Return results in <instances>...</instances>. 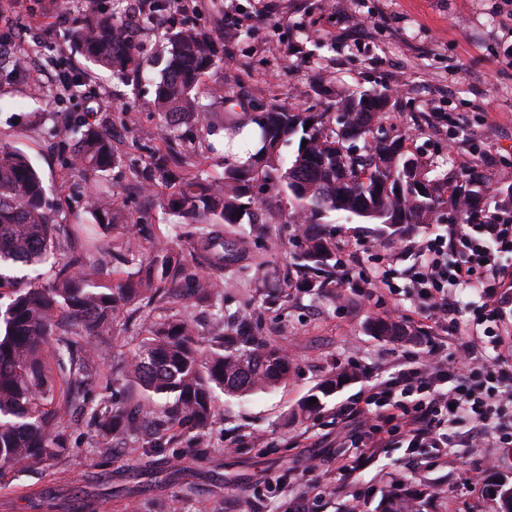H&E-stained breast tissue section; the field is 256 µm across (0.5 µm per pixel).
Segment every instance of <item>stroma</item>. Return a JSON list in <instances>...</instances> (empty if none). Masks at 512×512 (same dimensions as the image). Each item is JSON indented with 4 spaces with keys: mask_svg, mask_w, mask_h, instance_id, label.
I'll return each instance as SVG.
<instances>
[{
    "mask_svg": "<svg viewBox=\"0 0 512 512\" xmlns=\"http://www.w3.org/2000/svg\"><path fill=\"white\" fill-rule=\"evenodd\" d=\"M113 0H13L0 36L31 26L45 10L56 19L42 30L50 54H66L86 77L85 93L58 94L59 70L49 57L38 78L0 70V142L25 153L42 176L58 223L89 222L91 183L74 173L73 143L57 129L70 120L102 126L119 158L107 182L124 210L142 223L165 225L157 201L136 187L130 169L147 157L141 131H158L153 81L164 66L156 26L141 29L139 81H125L72 53L68 37L90 8ZM174 25L205 32L219 47L203 79L200 103L214 122L197 159L212 177L224 172L220 115L212 90H231L244 106H320L336 90H394L391 114L412 127L429 177L480 161L492 194L512 188V68L500 65L512 33L504 22L512 0H182ZM291 225L246 226L244 268L224 272V321L246 320L285 349V382L240 395L217 394L204 438L187 433L160 448L122 444L112 456L93 413L109 395L92 387L87 403L64 411L68 453L49 473L6 472L0 512H382L393 483L427 496L425 512H496L491 484H512V447L457 443L432 448L350 447L336 411L367 394L376 377L421 352L420 336L391 341L370 333L374 318L404 321L405 296L377 306L339 288L320 295L287 288ZM143 331L137 315L120 313L109 335L96 337L92 360L101 377L128 358ZM359 379L339 387L323 407L295 417L299 403L324 378L347 369Z\"/></svg>",
    "mask_w": 512,
    "mask_h": 512,
    "instance_id": "obj_1",
    "label": "stroma"
}]
</instances>
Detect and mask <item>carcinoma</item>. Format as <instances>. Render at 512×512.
Here are the masks:
<instances>
[{
	"label": "carcinoma",
	"instance_id": "obj_1",
	"mask_svg": "<svg viewBox=\"0 0 512 512\" xmlns=\"http://www.w3.org/2000/svg\"><path fill=\"white\" fill-rule=\"evenodd\" d=\"M161 38L167 58L154 83V109L163 122L162 137L170 140L175 137L172 117L205 119L196 90L215 66L216 49L193 28H171ZM73 47L88 62L128 80L141 73L136 44L105 11L75 31ZM219 98L224 125L232 132L248 122L258 129L260 147L247 163L225 164L223 178L215 181L203 170L181 173L182 161L158 149L134 171L140 188L168 187L160 206L176 223L193 226L211 269L206 278L188 279L179 245L155 234L151 224L135 225L138 232L155 236L149 256L131 240L122 252L110 249L105 234H123L130 225L111 192L100 186L87 202L93 223H54L45 211L46 190L35 167L0 144V280L4 269L41 265L58 251L64 255L52 266L48 284L0 292V470H47L63 458L67 448L61 406L84 398L98 382L89 369L88 340L109 335L116 317L132 303L142 309L146 336L101 386L108 390L126 379L143 397L110 400L94 413L100 428L116 441L144 433L149 447L159 448L187 431L200 438L214 416L215 390L241 394L288 377L290 361L281 348L255 334L248 322L224 324V269L241 261L243 217L256 218L259 207H270L286 195L291 204L288 223L304 216L292 236L288 281L317 294L336 288V242L314 231L329 211L374 224L382 234L424 224L443 204L450 205L460 224L491 216L476 171L430 180L410 149L407 131L392 124L388 133L377 136L389 110L384 92L339 93L320 112L277 105L247 112L233 93ZM64 133L74 139L75 168L103 180L117 162L107 131L79 123ZM295 137L307 144L297 145L287 160L282 147ZM360 139L361 148L356 145ZM255 187L268 197H255ZM109 269L125 271L127 278L110 284L96 280ZM161 295L187 296L210 307L208 335H200L186 321L155 319ZM369 329L392 341L409 336L404 326L388 319L371 321ZM50 354L55 369L47 363ZM357 378L354 372H343L326 379L310 394L316 402L302 401L299 412L320 409L340 383ZM162 396L173 400L159 407L155 398ZM385 512H421V504L406 489L396 488L387 495Z\"/></svg>",
	"mask_w": 512,
	"mask_h": 512
}]
</instances>
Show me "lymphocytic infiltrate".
Here are the masks:
<instances>
[{
  "mask_svg": "<svg viewBox=\"0 0 512 512\" xmlns=\"http://www.w3.org/2000/svg\"><path fill=\"white\" fill-rule=\"evenodd\" d=\"M340 249L362 266L358 276L342 275L340 287L369 300L407 295L409 321L428 335L422 355L379 381L377 392L343 407L353 423L351 445L387 448L398 439L410 448H446L457 427L483 440L512 441V342L502 333L512 309V266L502 261L512 255V211L406 241L417 261L404 289L386 243L349 240ZM460 289L478 298L473 320L464 319L455 298Z\"/></svg>",
  "mask_w": 512,
  "mask_h": 512,
  "instance_id": "obj_1",
  "label": "lymphocytic infiltrate"
}]
</instances>
